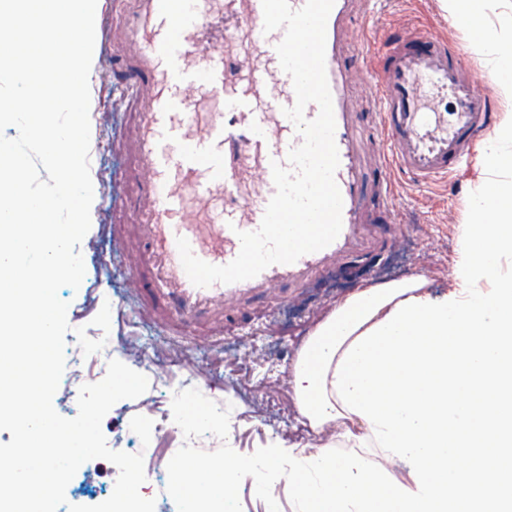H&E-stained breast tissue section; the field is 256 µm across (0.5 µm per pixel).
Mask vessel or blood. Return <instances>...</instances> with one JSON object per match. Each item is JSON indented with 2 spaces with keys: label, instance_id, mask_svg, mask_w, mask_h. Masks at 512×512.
<instances>
[{
  "label": "vessel or blood",
  "instance_id": "1",
  "mask_svg": "<svg viewBox=\"0 0 512 512\" xmlns=\"http://www.w3.org/2000/svg\"><path fill=\"white\" fill-rule=\"evenodd\" d=\"M369 0H335L327 22L326 76L336 123L342 229L326 248L256 277L198 287L177 248L230 263L238 232L259 228L275 193L272 163L287 165L302 137L284 111L293 83L279 62L283 30H263L262 0H127L129 57L113 60L135 106L136 201L117 225L132 249L137 292L170 330L223 331L257 317L270 298L288 300L339 260L376 257L399 218L391 178L417 185L456 175L497 122L492 96L468 72L457 44L425 26L393 35L368 69L349 40ZM276 76L280 95L266 94ZM370 79L364 111L349 86ZM210 95L191 99L185 86Z\"/></svg>",
  "mask_w": 512,
  "mask_h": 512
}]
</instances>
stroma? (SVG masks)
<instances>
[{
    "label": "stroma",
    "mask_w": 512,
    "mask_h": 512,
    "mask_svg": "<svg viewBox=\"0 0 512 512\" xmlns=\"http://www.w3.org/2000/svg\"><path fill=\"white\" fill-rule=\"evenodd\" d=\"M120 7V0H99L97 28L108 37L95 41L89 77V163L96 199L91 227L79 246L86 268L83 282L79 289L65 286L59 291L68 304L65 339H81L85 369L91 374L105 377L107 370L96 354L107 342L113 359L146 377L173 372L195 378L217 414L231 413L226 441L202 438L187 447L172 443L162 461L165 471L187 458H248L276 444H296L303 423L291 405L278 406L274 400L287 390L288 365L299 337L307 336L323 313L363 285L423 273L431 278L434 293L447 292L454 283L458 239L462 225L470 221L468 198L481 177L480 165L472 163L457 181L439 180L426 187L394 174L391 201L402 222L378 262L359 269L337 264L290 300L270 299L262 318L241 323L223 336L205 326L181 337L171 335L140 304L131 285L130 255L113 232L134 205L133 163L122 146L133 122L125 90L112 82L104 57L108 50L119 56L129 49L118 24ZM370 9L362 25L365 38L381 43L409 23L421 22L433 34L459 43L475 71L492 78L471 35L449 19L442 0H373ZM285 325L295 327V336H271V327ZM178 411L177 400L165 388H150L138 398L117 402L104 417L102 430L109 448L146 454L150 446L137 431L139 423L172 418ZM118 475L107 460L84 463L75 478L92 493L82 497V504L95 505L110 496Z\"/></svg>",
    "instance_id": "stroma-1"
}]
</instances>
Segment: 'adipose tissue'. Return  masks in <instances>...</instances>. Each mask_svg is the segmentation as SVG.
I'll use <instances>...</instances> for the list:
<instances>
[{
	"instance_id": "obj_1",
	"label": "adipose tissue",
	"mask_w": 512,
	"mask_h": 512,
	"mask_svg": "<svg viewBox=\"0 0 512 512\" xmlns=\"http://www.w3.org/2000/svg\"><path fill=\"white\" fill-rule=\"evenodd\" d=\"M502 0H443L512 105V31ZM457 285L426 275L363 286L316 325L288 393L318 441L224 462L184 460L174 481L201 512L264 470L298 512H512V112L481 153Z\"/></svg>"
}]
</instances>
